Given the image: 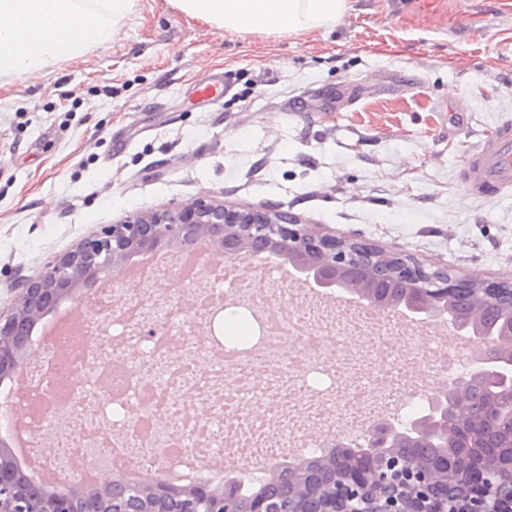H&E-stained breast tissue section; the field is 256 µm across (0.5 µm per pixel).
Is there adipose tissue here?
<instances>
[{
    "mask_svg": "<svg viewBox=\"0 0 512 512\" xmlns=\"http://www.w3.org/2000/svg\"><path fill=\"white\" fill-rule=\"evenodd\" d=\"M136 0H0V81L111 42ZM228 33L302 34L333 26L349 0H170Z\"/></svg>",
    "mask_w": 512,
    "mask_h": 512,
    "instance_id": "1",
    "label": "adipose tissue"
}]
</instances>
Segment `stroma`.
Instances as JSON below:
<instances>
[{"mask_svg":"<svg viewBox=\"0 0 512 512\" xmlns=\"http://www.w3.org/2000/svg\"><path fill=\"white\" fill-rule=\"evenodd\" d=\"M228 73L217 103L194 82ZM512 120V0H350L330 28L227 34L136 0L108 46L0 85V312L136 211L213 195L425 266L512 278V193L467 145Z\"/></svg>","mask_w":512,"mask_h":512,"instance_id":"35a3bbf8","label":"stroma"}]
</instances>
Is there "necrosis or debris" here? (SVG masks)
Masks as SVG:
<instances>
[{"label":"necrosis or debris","instance_id":"4bbe7bcc","mask_svg":"<svg viewBox=\"0 0 512 512\" xmlns=\"http://www.w3.org/2000/svg\"><path fill=\"white\" fill-rule=\"evenodd\" d=\"M192 300L188 312L159 302L160 334L149 339L134 332L143 312L139 299L114 309L109 295L90 297L81 328L88 343L72 347L57 337L60 356L30 369L21 397L28 428L52 427L56 457L75 456L83 445L104 467L133 459L151 467L161 447L169 469L194 478L202 455L216 453L231 464L275 455L273 425L313 426L335 402L349 407L355 429L392 407L415 406L404 379L410 359L360 345L368 328L354 309L314 304L306 317L318 327L319 343L302 348L297 318L283 311L280 293L265 292L225 309L224 346L217 351L185 328L189 316L210 309L208 294ZM176 343L182 354L174 359ZM329 346L336 350L331 362L324 356ZM191 396L208 406V418L186 409ZM248 401L262 414L245 412Z\"/></svg>","mask_w":512,"mask_h":512}]
</instances>
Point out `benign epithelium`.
Masks as SVG:
<instances>
[{"label":"benign epithelium","instance_id":"7a95c632","mask_svg":"<svg viewBox=\"0 0 512 512\" xmlns=\"http://www.w3.org/2000/svg\"><path fill=\"white\" fill-rule=\"evenodd\" d=\"M200 244L221 252L233 268L243 256L280 257L338 300L350 295L377 314L399 311L413 322L445 325L455 336L468 334L469 321L448 312L454 298L474 296L512 322V279L488 282L446 268L428 269L407 254L321 233L275 209L236 210L200 197L109 224L19 285L12 311L0 315V382L50 355L33 348L25 331L84 280L123 269L140 254L164 251L175 258ZM498 347L491 332L469 334L468 375L485 377L497 388L486 409L475 412L458 403V427L448 429L444 398L455 380L446 378L426 397L427 413L403 428L385 417L367 422L360 432L362 453L332 467L328 479L300 475L296 492L286 498L254 496L248 512H512V450L501 452L492 465L480 460L470 466L461 465L458 452L502 420L512 421V352L496 356ZM402 439L408 448H440L442 454L425 462L388 453ZM117 483L114 478L91 493L65 481L49 490L38 488L22 476L9 443L0 441V512H86L90 496L93 512H241L240 491L233 484L222 490H183L146 477L118 493Z\"/></svg>","mask_w":512,"mask_h":512}]
</instances>
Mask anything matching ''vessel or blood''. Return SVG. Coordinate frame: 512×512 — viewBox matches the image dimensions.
<instances>
[{"mask_svg":"<svg viewBox=\"0 0 512 512\" xmlns=\"http://www.w3.org/2000/svg\"><path fill=\"white\" fill-rule=\"evenodd\" d=\"M473 195L501 196L512 192V120L501 121L460 163Z\"/></svg>","mask_w":512,"mask_h":512,"instance_id":"b4317fda","label":"vessel or blood"}]
</instances>
